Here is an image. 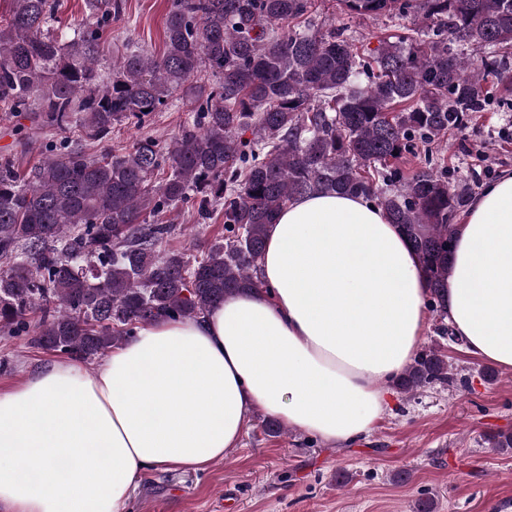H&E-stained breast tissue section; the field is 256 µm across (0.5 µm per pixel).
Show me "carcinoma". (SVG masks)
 Segmentation results:
<instances>
[{"mask_svg":"<svg viewBox=\"0 0 512 512\" xmlns=\"http://www.w3.org/2000/svg\"><path fill=\"white\" fill-rule=\"evenodd\" d=\"M312 0H172L159 55L128 48L100 74L99 41L122 0H86L57 35V0H11L0 17V102L51 135L76 137L27 172L0 162V331L92 362L145 324L194 319L257 272L274 216L310 193L367 195L418 253L433 310L468 193L445 172L387 170L463 127L489 101L490 76L512 88V0H337L351 17L422 24L356 48L307 23ZM457 44L487 49L471 68ZM371 72L367 82L361 76ZM201 104L164 147L146 138L120 154L88 146L118 123L178 100ZM252 130L253 138L242 132ZM170 174L162 181V168ZM224 211V240L193 258L161 253L169 210ZM435 346L420 350L392 387L416 394L453 386ZM482 446L512 448V431Z\"/></svg>","mask_w":512,"mask_h":512,"instance_id":"carcinoma-1","label":"carcinoma"}]
</instances>
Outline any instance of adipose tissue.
<instances>
[{
  "instance_id": "1",
  "label": "adipose tissue",
  "mask_w": 512,
  "mask_h": 512,
  "mask_svg": "<svg viewBox=\"0 0 512 512\" xmlns=\"http://www.w3.org/2000/svg\"><path fill=\"white\" fill-rule=\"evenodd\" d=\"M261 278L140 327L95 375L55 361L0 393V512H121L147 471L223 458L257 409L339 445L368 434L425 330L408 239L368 197L301 196L268 226ZM444 307L469 352L512 368V171L460 217Z\"/></svg>"
}]
</instances>
